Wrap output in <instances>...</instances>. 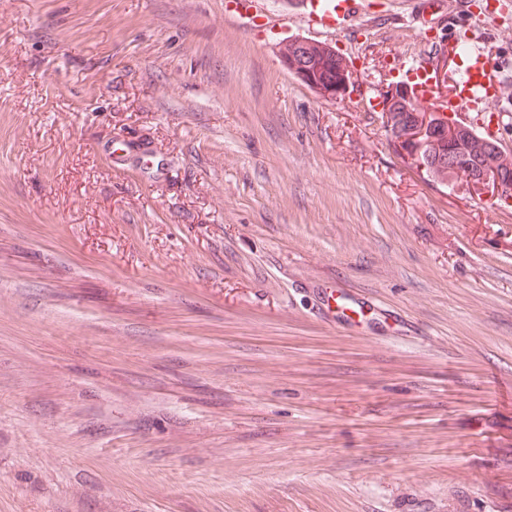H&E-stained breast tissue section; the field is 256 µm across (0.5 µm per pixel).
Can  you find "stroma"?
<instances>
[{"label": "stroma", "mask_w": 512, "mask_h": 512, "mask_svg": "<svg viewBox=\"0 0 512 512\" xmlns=\"http://www.w3.org/2000/svg\"><path fill=\"white\" fill-rule=\"evenodd\" d=\"M242 2L0 0V512H512V203L377 106L469 27L512 150V14ZM359 0H309L308 22L315 28H340L347 18L356 16ZM284 45H287L288 50L282 48ZM312 45V41L305 39L303 37H295L285 41H282L279 46L282 48L280 51V60L285 69L294 75L300 81L307 83L310 85L315 91L322 94L324 97L328 99H342L348 93H350L351 87V77H347V72L350 71V68L343 71L339 70V78L336 81V90L323 89L319 84H316L310 77L311 71L307 68L309 64H307L306 59L309 56H318L321 55L323 58L329 54L330 57L334 58V56H340L337 51L332 48L330 45H319L321 49L314 50V47L308 49V46Z\"/></svg>", "instance_id": "obj_1"}]
</instances>
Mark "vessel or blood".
<instances>
[{
    "mask_svg": "<svg viewBox=\"0 0 512 512\" xmlns=\"http://www.w3.org/2000/svg\"><path fill=\"white\" fill-rule=\"evenodd\" d=\"M359 10V0H309L308 21L315 28H340L346 19L355 17ZM459 51L468 54L470 64L460 79L458 99L450 103L451 111L462 118L482 120L481 113L473 112V104H483L492 109L493 99L488 90L496 81L497 73L489 65L488 56L482 52L476 40L470 39L459 44Z\"/></svg>",
    "mask_w": 512,
    "mask_h": 512,
    "instance_id": "1",
    "label": "vessel or blood"
}]
</instances>
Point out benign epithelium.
Instances as JSON below:
<instances>
[{"label": "benign epithelium", "mask_w": 512, "mask_h": 512, "mask_svg": "<svg viewBox=\"0 0 512 512\" xmlns=\"http://www.w3.org/2000/svg\"><path fill=\"white\" fill-rule=\"evenodd\" d=\"M312 41L295 37L281 42L280 60L285 69L328 99L350 93L351 79L339 71L336 88L325 90L311 79L309 56L337 55L330 45L314 50ZM384 130L396 151L438 185L462 183L499 199H512V165L509 150L496 139L476 131L448 114L442 104H426L412 87L392 84L381 96Z\"/></svg>", "instance_id": "1"}]
</instances>
